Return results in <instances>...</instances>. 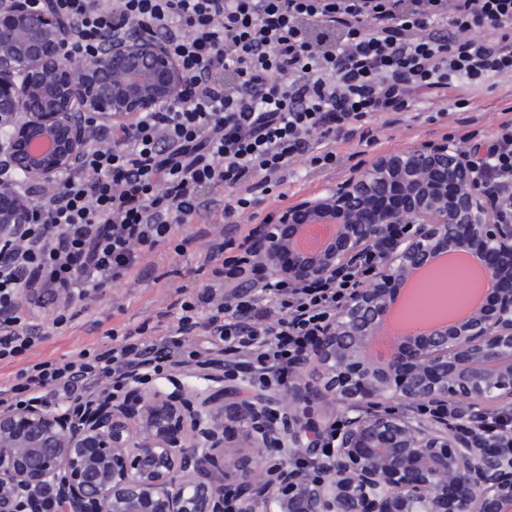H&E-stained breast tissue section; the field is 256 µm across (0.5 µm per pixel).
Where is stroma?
Listing matches in <instances>:
<instances>
[{
  "instance_id": "1",
  "label": "stroma",
  "mask_w": 512,
  "mask_h": 512,
  "mask_svg": "<svg viewBox=\"0 0 512 512\" xmlns=\"http://www.w3.org/2000/svg\"><path fill=\"white\" fill-rule=\"evenodd\" d=\"M448 97L452 100L466 99L468 106L460 110V117H478L479 129L488 134L495 129L502 109L512 105V78H495L479 89L460 87L449 91ZM457 131L458 125L452 121L443 125L396 123L382 130L377 150L385 153L417 143L441 141ZM355 150L352 144L339 146L340 161L336 169L323 176L299 172L296 179L284 185V198L268 196L259 209L260 216L274 214L316 193L324 185L343 180L362 161ZM197 231L194 224L177 225L176 238L191 240L183 255H176L168 247H160L141 261L137 282L117 284L106 289L104 295L90 296L78 306V314L70 326L57 329L52 326L50 318H39L41 341L33 352V361L62 360L76 351L96 348L104 343V333L110 328L124 332L146 323L161 332L174 324L176 301L183 294L200 288L206 280L200 265L207 241L198 237Z\"/></svg>"
}]
</instances>
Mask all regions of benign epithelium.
<instances>
[{"mask_svg": "<svg viewBox=\"0 0 512 512\" xmlns=\"http://www.w3.org/2000/svg\"><path fill=\"white\" fill-rule=\"evenodd\" d=\"M76 23L53 0H0V244L19 239L48 205L28 193L75 169L92 126L128 124L177 101L185 76L150 29L109 33L88 59L75 57ZM454 187L448 193V186ZM396 188L400 207L367 219L371 197ZM333 226L313 251L307 227ZM395 224L369 281L336 315L277 395L237 400L240 389L190 386V365L172 368L173 390L127 386L138 407L107 395L83 417L40 402L0 407V512L57 493L60 512H512V444L473 438L494 407L512 403V214H495L461 151L424 142L374 155L259 224L254 260L281 285L321 281L371 253ZM477 242L491 263L481 292L490 311L470 312L414 335L391 323L414 276ZM394 285L397 293L381 288ZM383 340L387 352L375 345ZM339 409L326 442H303L314 403ZM234 409L239 451L215 474L224 418ZM185 435L174 438L172 426ZM246 490L224 501L225 479Z\"/></svg>", "mask_w": 512, "mask_h": 512, "instance_id": "benign-epithelium-1", "label": "benign epithelium"}]
</instances>
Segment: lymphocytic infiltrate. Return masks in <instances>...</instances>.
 <instances>
[{
    "label": "lymphocytic infiltrate",
    "instance_id": "obj_1",
    "mask_svg": "<svg viewBox=\"0 0 512 512\" xmlns=\"http://www.w3.org/2000/svg\"><path fill=\"white\" fill-rule=\"evenodd\" d=\"M74 19L77 56L92 55L103 33L150 27L187 76L175 106L147 112L132 127H95L82 161L53 189L39 223L0 246V363L29 354L40 336L16 298L36 279L56 293H104L130 280L141 258L172 243L178 224L209 240L201 291L178 300L170 333L107 330L108 342L64 362L41 361L0 383V406L39 400L57 388L73 413L118 389L133 364L160 372L197 359L185 335L194 316L231 363L228 377L254 392L285 382L343 292L366 282L370 260L327 283L273 286L252 266L249 236H212L214 224H240L273 189L296 175L334 169L338 145L379 144L400 122L444 123L449 88L512 77V0H54ZM489 28L494 38L481 37ZM439 99L423 112L425 98ZM481 191L512 207V116L492 133L459 135ZM250 276L252 291L225 301V288Z\"/></svg>",
    "mask_w": 512,
    "mask_h": 512
}]
</instances>
